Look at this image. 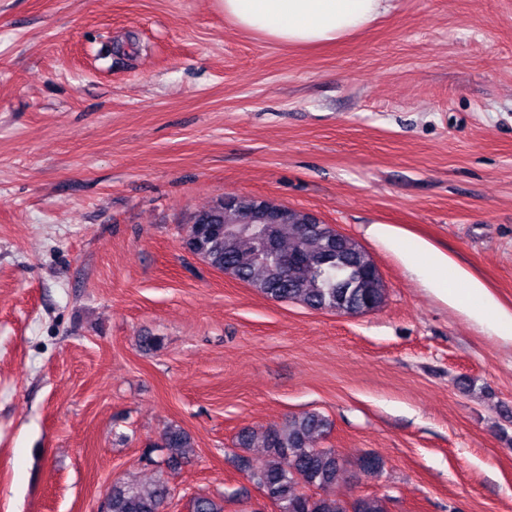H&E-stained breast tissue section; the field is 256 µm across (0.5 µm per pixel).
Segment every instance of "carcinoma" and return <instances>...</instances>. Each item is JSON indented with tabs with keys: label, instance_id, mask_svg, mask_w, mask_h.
<instances>
[{
	"label": "carcinoma",
	"instance_id": "1",
	"mask_svg": "<svg viewBox=\"0 0 512 512\" xmlns=\"http://www.w3.org/2000/svg\"><path fill=\"white\" fill-rule=\"evenodd\" d=\"M286 213L276 224H263V214ZM307 214L256 197L218 198L191 217L185 249L210 268L248 284L276 301H296L314 310L359 314L381 306L386 286L378 268L355 239L306 223ZM288 258L284 267L275 257ZM330 431L321 414L305 412L281 424L267 426L260 435L264 456L253 461L238 457L239 468L285 512H386L385 498L361 496L345 508L335 489L344 463L333 448L317 440ZM160 447L169 450L165 463L175 467L195 452L191 434L170 424L160 435ZM383 460L367 453L358 470L378 477ZM169 488L158 480L143 486H113L106 512H162ZM192 512H224L214 499L199 495Z\"/></svg>",
	"mask_w": 512,
	"mask_h": 512
}]
</instances>
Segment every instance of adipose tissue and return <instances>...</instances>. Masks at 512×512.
<instances>
[{"mask_svg":"<svg viewBox=\"0 0 512 512\" xmlns=\"http://www.w3.org/2000/svg\"><path fill=\"white\" fill-rule=\"evenodd\" d=\"M390 8V0H224V17L237 31L281 45L320 47L364 30ZM384 236L403 263L421 276L441 301L481 325L512 323V313L452 256L425 242L406 249L398 231L390 226Z\"/></svg>","mask_w":512,"mask_h":512,"instance_id":"obj_1","label":"adipose tissue"}]
</instances>
